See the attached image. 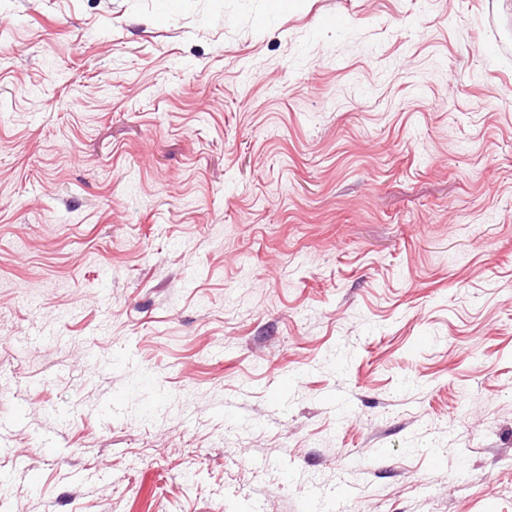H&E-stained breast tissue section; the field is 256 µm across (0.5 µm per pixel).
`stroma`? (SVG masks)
<instances>
[{"label":"stroma","instance_id":"1","mask_svg":"<svg viewBox=\"0 0 512 512\" xmlns=\"http://www.w3.org/2000/svg\"><path fill=\"white\" fill-rule=\"evenodd\" d=\"M20 401L0 512H512V0H0Z\"/></svg>","mask_w":512,"mask_h":512}]
</instances>
